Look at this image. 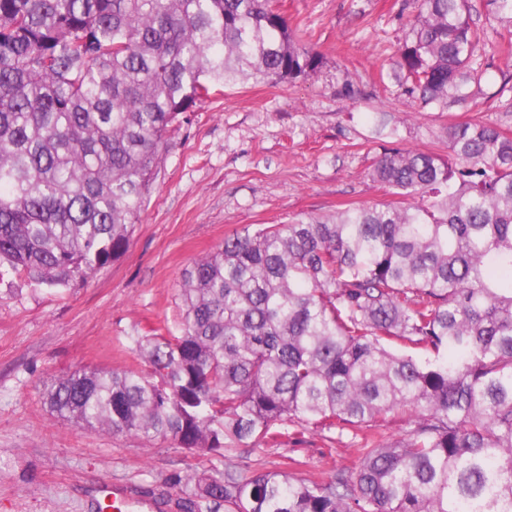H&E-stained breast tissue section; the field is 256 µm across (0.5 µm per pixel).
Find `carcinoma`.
Listing matches in <instances>:
<instances>
[{
  "mask_svg": "<svg viewBox=\"0 0 512 512\" xmlns=\"http://www.w3.org/2000/svg\"><path fill=\"white\" fill-rule=\"evenodd\" d=\"M512 28V0H487ZM468 0H421L395 61L447 107L482 79ZM271 0H0V267L61 292L118 259L168 138L240 81L315 69ZM448 160L394 150L393 200L263 225L182 274L176 331L135 339L160 377L76 370L51 413L190 452L274 428L359 435L352 475L180 478L188 512H512V132L448 125ZM421 350L422 359L393 346Z\"/></svg>",
  "mask_w": 512,
  "mask_h": 512,
  "instance_id": "carcinoma-1",
  "label": "carcinoma"
}]
</instances>
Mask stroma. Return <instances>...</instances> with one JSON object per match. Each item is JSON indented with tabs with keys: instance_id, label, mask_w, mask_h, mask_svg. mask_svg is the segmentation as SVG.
<instances>
[{
	"instance_id": "obj_1",
	"label": "stroma",
	"mask_w": 512,
	"mask_h": 512,
	"mask_svg": "<svg viewBox=\"0 0 512 512\" xmlns=\"http://www.w3.org/2000/svg\"><path fill=\"white\" fill-rule=\"evenodd\" d=\"M319 66L292 82L244 83L197 104L159 156L125 253L56 293L0 273V512H98L117 484L142 512H179L176 477L354 470L352 439L292 426L256 447L193 454L170 440L91 432L51 417L46 383L81 368L151 366L134 340L175 327L182 270L226 237L349 204L387 202L370 177L384 150L448 156L452 124L512 129V57H484L466 100L424 103L396 77L415 0H272Z\"/></svg>"
}]
</instances>
